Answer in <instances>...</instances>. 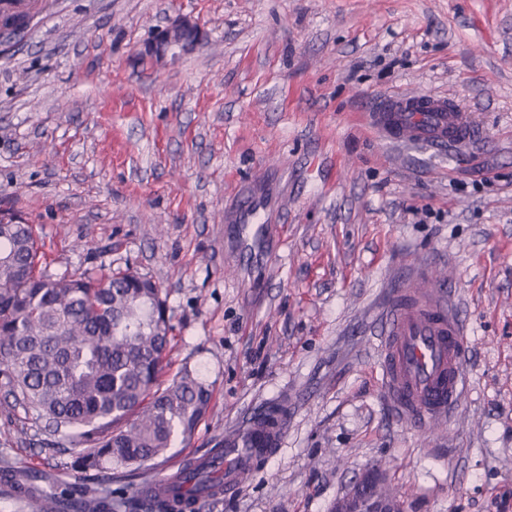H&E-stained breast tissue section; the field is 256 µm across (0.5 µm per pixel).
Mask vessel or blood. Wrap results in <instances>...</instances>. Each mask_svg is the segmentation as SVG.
<instances>
[{"instance_id": "vessel-or-blood-1", "label": "vessel or blood", "mask_w": 512, "mask_h": 512, "mask_svg": "<svg viewBox=\"0 0 512 512\" xmlns=\"http://www.w3.org/2000/svg\"><path fill=\"white\" fill-rule=\"evenodd\" d=\"M368 120L397 141L443 146L472 134L463 110L426 94L384 99ZM465 343L466 329L445 293L424 288L418 279L392 290L376 349L383 391L397 416L424 429L456 412L465 392ZM284 429L250 419L225 431V492L253 477L258 462L277 451Z\"/></svg>"}]
</instances>
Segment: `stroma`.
Wrapping results in <instances>:
<instances>
[{
    "instance_id": "obj_1",
    "label": "stroma",
    "mask_w": 512,
    "mask_h": 512,
    "mask_svg": "<svg viewBox=\"0 0 512 512\" xmlns=\"http://www.w3.org/2000/svg\"><path fill=\"white\" fill-rule=\"evenodd\" d=\"M202 42L144 46L168 20ZM454 98L470 138L395 142L378 100ZM274 232L243 245L245 203ZM52 275L130 268L162 290L166 376L211 390L153 478L279 397L278 452L201 512H330L367 468L403 512H512V0H33L0 42V213ZM426 264L466 325L449 420L401 423L375 350L390 279ZM0 389V461L75 482Z\"/></svg>"
}]
</instances>
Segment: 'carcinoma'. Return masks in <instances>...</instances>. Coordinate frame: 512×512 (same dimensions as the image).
I'll list each match as a JSON object with an SVG mask.
<instances>
[{
  "label": "carcinoma",
  "instance_id": "carcinoma-1",
  "mask_svg": "<svg viewBox=\"0 0 512 512\" xmlns=\"http://www.w3.org/2000/svg\"><path fill=\"white\" fill-rule=\"evenodd\" d=\"M27 11L0 10V30ZM33 225L0 217V388L36 412L51 446L81 449L74 465L96 476L41 498L40 512H187L224 492V448L183 466L175 495L145 478L112 492V467L147 472L208 411L209 387L185 367L161 382L173 327L160 290L129 269L53 277Z\"/></svg>",
  "mask_w": 512,
  "mask_h": 512
}]
</instances>
